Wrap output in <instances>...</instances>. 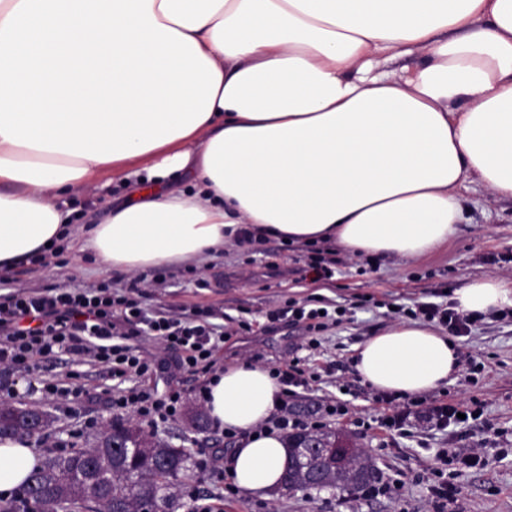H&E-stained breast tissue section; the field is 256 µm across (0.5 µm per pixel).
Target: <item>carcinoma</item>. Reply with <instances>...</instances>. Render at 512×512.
<instances>
[{"label": "carcinoma", "mask_w": 512, "mask_h": 512, "mask_svg": "<svg viewBox=\"0 0 512 512\" xmlns=\"http://www.w3.org/2000/svg\"><path fill=\"white\" fill-rule=\"evenodd\" d=\"M43 412L26 407L0 408V436L35 438L48 424L40 422ZM148 448H140L122 434L107 428L95 444L66 455H53L28 478L23 495L38 507V512H66V501L79 508L82 497L95 502L88 512H175L177 484L190 470L191 452L176 447L145 429L141 430ZM316 436L327 442L336 432H296L287 436L288 483L296 490H363L377 478L369 456L357 463V469L339 477V482L307 480L311 467L299 440Z\"/></svg>", "instance_id": "carcinoma-1"}]
</instances>
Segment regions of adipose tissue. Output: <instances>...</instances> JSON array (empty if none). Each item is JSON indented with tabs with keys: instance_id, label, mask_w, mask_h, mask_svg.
<instances>
[{
	"instance_id": "obj_1",
	"label": "adipose tissue",
	"mask_w": 512,
	"mask_h": 512,
	"mask_svg": "<svg viewBox=\"0 0 512 512\" xmlns=\"http://www.w3.org/2000/svg\"><path fill=\"white\" fill-rule=\"evenodd\" d=\"M411 57L413 66L390 69ZM129 204L82 227L107 271L198 260L241 241H333L348 254L427 257L465 216L459 193L512 199V0H0V267L71 234L66 194L99 175ZM462 313L512 307V281L452 296ZM369 386L447 384L454 341L398 323L357 347ZM280 393L242 362L204 393L238 432L231 475L278 487ZM40 458L0 438V495Z\"/></svg>"
}]
</instances>
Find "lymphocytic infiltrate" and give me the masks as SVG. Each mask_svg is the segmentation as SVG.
Segmentation results:
<instances>
[{
    "instance_id": "1",
    "label": "lymphocytic infiltrate",
    "mask_w": 512,
    "mask_h": 512,
    "mask_svg": "<svg viewBox=\"0 0 512 512\" xmlns=\"http://www.w3.org/2000/svg\"><path fill=\"white\" fill-rule=\"evenodd\" d=\"M344 314L343 308L330 307L325 299L313 297L287 304L274 317L302 322L308 330L319 332ZM410 314L457 337L469 335L479 320L478 315L462 314L453 305L436 302L415 303ZM131 336H151L180 352V359L169 368L175 382L182 374L214 369L224 327L212 322L210 312L204 310L189 314L148 311L106 282L38 292L17 286L12 270H0V366L13 374L11 380L0 383V398L12 399L22 385L57 394L56 384L38 381L36 363L65 352L80 359L93 358L105 364L113 376L131 380V387L115 398V406L133 409L150 425L167 420L175 416L181 394L173 388L158 394L138 387V380L151 377L159 365L128 344ZM477 416V411L461 403L425 409L408 405L391 415L388 426L405 434L422 418L444 429Z\"/></svg>"
}]
</instances>
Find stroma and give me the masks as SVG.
<instances>
[{"mask_svg": "<svg viewBox=\"0 0 512 512\" xmlns=\"http://www.w3.org/2000/svg\"><path fill=\"white\" fill-rule=\"evenodd\" d=\"M465 219L448 244L423 259L397 256L351 257L339 252L332 278L321 279L309 267L312 250L275 238L225 247L215 261H190L139 273L108 272L92 252L64 249L58 265L38 268L23 261L14 271L21 284L51 288L81 287L106 281L128 291L151 311L190 312L204 308L224 326L220 366L246 360L266 369L300 359L306 383L288 401L291 416L319 429L344 431L365 448L387 489L334 496L326 492H271L259 498L238 489L221 458H232L237 438L227 436L204 414L199 397L209 373L184 374L182 401L175 418L152 431L173 445L190 448L192 471L178 486V512H512V318L489 314L470 335L457 338L465 359L448 384L427 393L434 404L464 403L480 409L472 426L438 429L419 420L409 435L388 428L387 418L403 396L378 401L376 389L365 384L353 367L356 347L381 330L401 322L393 306L421 301H447L449 295L474 279L494 275L512 279V201L489 200L476 184L462 189ZM123 191L73 197L78 223L101 222ZM161 285H153L154 276ZM322 297L346 307L336 325L310 335L304 324L271 320L273 311L291 301ZM40 374L69 390L68 399L35 392L20 403L46 412L50 427L43 433L39 455L60 443L64 452L89 446L109 424L138 421L130 410L110 405L119 385L104 364L55 354L40 363ZM77 412H66L67 402ZM485 452V465L455 475L449 502L433 497L429 477L438 450L463 455Z\"/></svg>", "mask_w": 512, "mask_h": 512, "instance_id": "stroma-1", "label": "stroma"}]
</instances>
